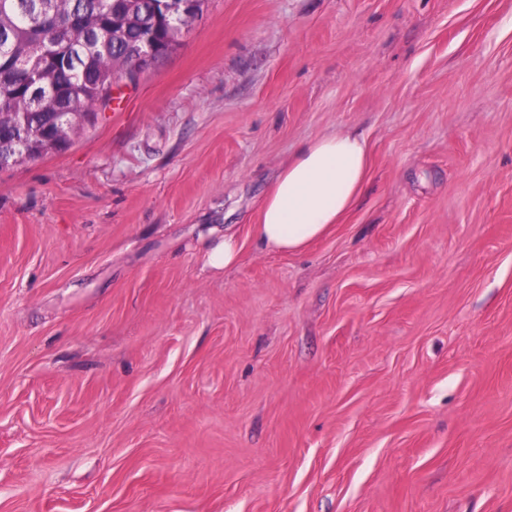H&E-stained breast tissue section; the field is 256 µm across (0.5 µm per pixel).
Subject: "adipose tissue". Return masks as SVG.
Masks as SVG:
<instances>
[{"label":"adipose tissue","mask_w":512,"mask_h":512,"mask_svg":"<svg viewBox=\"0 0 512 512\" xmlns=\"http://www.w3.org/2000/svg\"><path fill=\"white\" fill-rule=\"evenodd\" d=\"M368 173V145L354 135L335 134L303 145L261 202V247L296 253L325 236L354 207Z\"/></svg>","instance_id":"ef3b65f1"}]
</instances>
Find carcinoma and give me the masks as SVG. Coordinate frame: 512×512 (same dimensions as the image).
I'll list each match as a JSON object with an SVG mask.
<instances>
[{
  "instance_id": "carcinoma-1",
  "label": "carcinoma",
  "mask_w": 512,
  "mask_h": 512,
  "mask_svg": "<svg viewBox=\"0 0 512 512\" xmlns=\"http://www.w3.org/2000/svg\"><path fill=\"white\" fill-rule=\"evenodd\" d=\"M57 14L73 17L60 29L44 16L45 0H0V151L17 150L35 160L46 154L37 133L49 125L87 122L112 101L113 82L123 75L118 54L102 50L112 40L130 43L139 27L112 33V12L123 0H58ZM75 55L56 67L46 57Z\"/></svg>"
}]
</instances>
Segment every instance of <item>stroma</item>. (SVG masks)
<instances>
[{
  "label": "stroma",
  "instance_id": "obj_1",
  "mask_svg": "<svg viewBox=\"0 0 512 512\" xmlns=\"http://www.w3.org/2000/svg\"><path fill=\"white\" fill-rule=\"evenodd\" d=\"M113 95L0 170V512H512V0H206ZM347 131L352 211L263 250ZM368 173L364 139L345 133L303 145L261 202V247L296 253L325 236L354 207ZM240 245L235 234L224 232L223 240L211 246L205 255V265L212 270H225L234 266L240 256Z\"/></svg>",
  "mask_w": 512,
  "mask_h": 512
}]
</instances>
